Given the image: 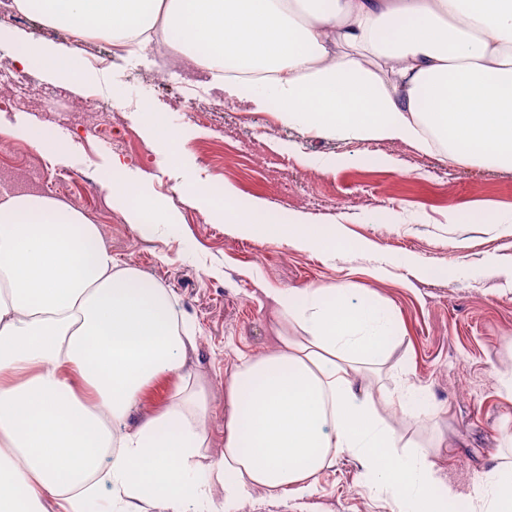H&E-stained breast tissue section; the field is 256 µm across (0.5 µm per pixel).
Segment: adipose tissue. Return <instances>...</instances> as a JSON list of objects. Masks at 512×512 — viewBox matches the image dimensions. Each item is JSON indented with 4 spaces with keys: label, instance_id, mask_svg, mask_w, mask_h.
I'll list each match as a JSON object with an SVG mask.
<instances>
[{
    "label": "adipose tissue",
    "instance_id": "obj_1",
    "mask_svg": "<svg viewBox=\"0 0 512 512\" xmlns=\"http://www.w3.org/2000/svg\"><path fill=\"white\" fill-rule=\"evenodd\" d=\"M75 33L127 52L161 28L225 99L339 140L439 148L443 158L512 168V0H43ZM17 62L85 78L81 61L24 45ZM129 222L172 220L136 183ZM268 208L217 215L232 232L326 251L328 231L300 213L288 233ZM299 328L242 356L225 386L224 451L209 459L203 390L178 378L194 327L165 288L120 266L99 225L43 194L0 195V512H201L214 490L235 508L254 492L302 501L346 457L391 512H512V462L494 457L471 492L436 452H401L368 373L398 339L390 311L336 283L277 291ZM175 377L169 404L134 430L145 390Z\"/></svg>",
    "mask_w": 512,
    "mask_h": 512
}]
</instances>
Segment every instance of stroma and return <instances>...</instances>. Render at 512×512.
<instances>
[{
	"instance_id": "stroma-1",
	"label": "stroma",
	"mask_w": 512,
	"mask_h": 512,
	"mask_svg": "<svg viewBox=\"0 0 512 512\" xmlns=\"http://www.w3.org/2000/svg\"><path fill=\"white\" fill-rule=\"evenodd\" d=\"M152 49L113 53L90 81L77 85L33 70L39 98L17 93L0 109V194L34 191L44 170L67 177V201L101 226L120 265L136 259L144 276L177 297L199 340L187 357L191 384L202 385L210 411L202 422L208 454L224 449V385L240 356L270 352L278 335L294 336L271 297L275 291L341 282L354 297L388 306L398 342L373 384L391 392L403 382L426 386L431 404L411 417L394 405L383 416L419 446L435 445L444 473L473 487L492 456L512 437V397L501 392L497 370L512 367V231L496 223L512 214V170L438 158L402 143L340 141L282 124L275 113L255 112L226 100L198 66L169 75L165 87L148 76ZM205 94L207 117L177 111L187 88ZM120 91L113 143L77 125L67 104ZM160 113L185 145L179 159L155 140L143 106ZM38 125L66 139L62 163L48 164L26 135ZM143 193L166 206L173 222L151 237L138 236L127 212L104 186L112 182L113 157ZM210 189L206 208L185 204L176 193L184 179ZM237 190L234 206L267 201L263 223L284 224L294 213L315 224H338L330 253H311L278 239H248L213 223L206 209H220L225 185ZM459 221H448L449 211ZM376 255L415 257L426 269L405 267L375 277L370 261L355 257L359 243ZM245 512H384L359 479L354 464L338 459L322 474L304 508L256 492Z\"/></svg>"
}]
</instances>
